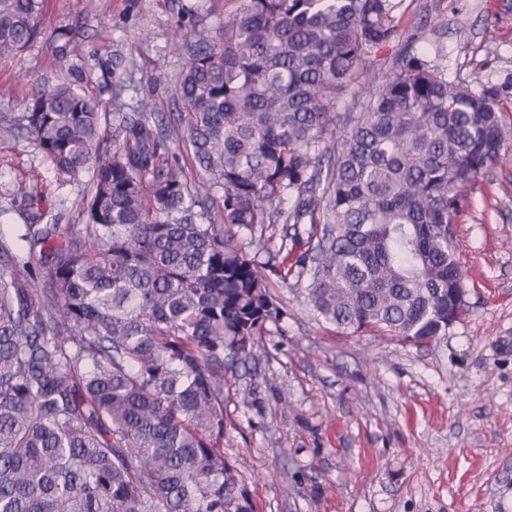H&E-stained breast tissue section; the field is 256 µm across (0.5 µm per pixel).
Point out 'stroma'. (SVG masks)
Instances as JSON below:
<instances>
[{
    "mask_svg": "<svg viewBox=\"0 0 512 512\" xmlns=\"http://www.w3.org/2000/svg\"><path fill=\"white\" fill-rule=\"evenodd\" d=\"M237 0H47L42 33L0 59V120L21 119L36 87L69 81L110 112L146 99L178 112V16L217 29ZM415 49L441 41L448 73L479 84L512 75V0H401ZM75 29L79 56L63 51ZM137 91L112 95L113 70ZM47 220L81 224L84 182L59 177L32 140L0 139V234L14 237L29 171ZM467 315L436 343L337 332L302 297L268 322L261 359L238 369L224 455L240 464L257 512H512V162L481 178L455 226Z\"/></svg>",
    "mask_w": 512,
    "mask_h": 512,
    "instance_id": "35a3bbf8",
    "label": "stroma"
}]
</instances>
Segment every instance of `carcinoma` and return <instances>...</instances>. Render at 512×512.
I'll use <instances>...</instances> for the list:
<instances>
[{
  "instance_id": "cac0c4a2",
  "label": "carcinoma",
  "mask_w": 512,
  "mask_h": 512,
  "mask_svg": "<svg viewBox=\"0 0 512 512\" xmlns=\"http://www.w3.org/2000/svg\"><path fill=\"white\" fill-rule=\"evenodd\" d=\"M398 7L238 0L190 31L171 122L68 83L34 96L20 129L57 174L90 177L85 223H43L35 186L20 244L0 238V512H256L224 403L229 365L280 315L267 270L343 332L448 335L454 224L512 143V77L449 79ZM42 18L43 0H0V58Z\"/></svg>"
}]
</instances>
